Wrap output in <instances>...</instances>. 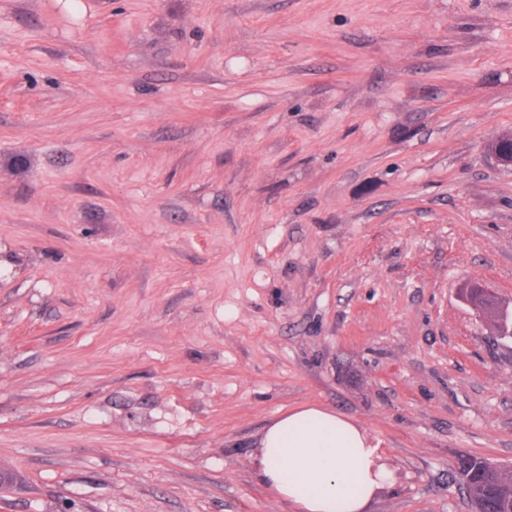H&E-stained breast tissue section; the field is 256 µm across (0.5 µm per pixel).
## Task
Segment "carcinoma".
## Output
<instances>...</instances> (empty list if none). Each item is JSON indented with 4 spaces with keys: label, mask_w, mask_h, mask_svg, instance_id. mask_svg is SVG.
Masks as SVG:
<instances>
[{
    "label": "carcinoma",
    "mask_w": 512,
    "mask_h": 512,
    "mask_svg": "<svg viewBox=\"0 0 512 512\" xmlns=\"http://www.w3.org/2000/svg\"><path fill=\"white\" fill-rule=\"evenodd\" d=\"M454 471L464 486L473 512H512V469H488L484 459L460 456Z\"/></svg>",
    "instance_id": "obj_1"
}]
</instances>
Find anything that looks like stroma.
<instances>
[{
	"mask_svg": "<svg viewBox=\"0 0 512 512\" xmlns=\"http://www.w3.org/2000/svg\"><path fill=\"white\" fill-rule=\"evenodd\" d=\"M512 0H0V512H294L273 418L357 420L372 512L512 466ZM491 299L492 306L482 311L479 307H476L472 303H467L471 308L478 311L487 321L488 317H491L494 321L495 327L501 331L508 330V333L512 332V309H509V305L499 302L494 295Z\"/></svg>",
	"mask_w": 512,
	"mask_h": 512,
	"instance_id": "1",
	"label": "stroma"
}]
</instances>
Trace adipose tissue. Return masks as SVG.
Returning a JSON list of instances; mask_svg holds the SVG:
<instances>
[{"instance_id": "ef3b65f1", "label": "adipose tissue", "mask_w": 512, "mask_h": 512, "mask_svg": "<svg viewBox=\"0 0 512 512\" xmlns=\"http://www.w3.org/2000/svg\"><path fill=\"white\" fill-rule=\"evenodd\" d=\"M256 448L257 479L297 512H368L392 477L358 422L317 405L269 421Z\"/></svg>"}]
</instances>
